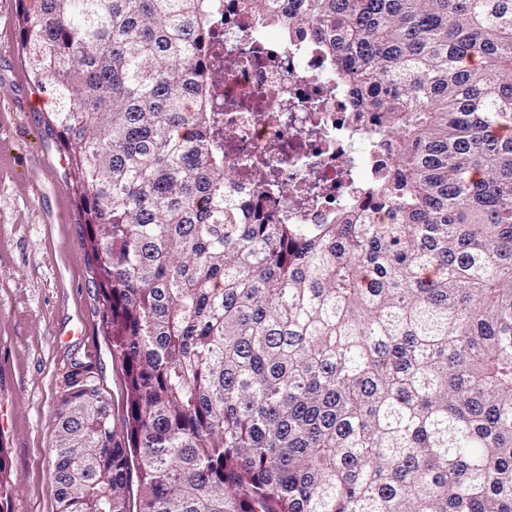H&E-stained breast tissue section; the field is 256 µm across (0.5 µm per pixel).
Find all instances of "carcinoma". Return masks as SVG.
Here are the masks:
<instances>
[{
	"label": "carcinoma",
	"mask_w": 512,
	"mask_h": 512,
	"mask_svg": "<svg viewBox=\"0 0 512 512\" xmlns=\"http://www.w3.org/2000/svg\"><path fill=\"white\" fill-rule=\"evenodd\" d=\"M253 2L396 141L387 220L229 194L212 0H20L126 388L63 398L58 512H512V0Z\"/></svg>",
	"instance_id": "1"
}]
</instances>
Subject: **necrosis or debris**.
I'll use <instances>...</instances> for the list:
<instances>
[{
  "label": "necrosis or debris",
  "mask_w": 512,
  "mask_h": 512,
  "mask_svg": "<svg viewBox=\"0 0 512 512\" xmlns=\"http://www.w3.org/2000/svg\"><path fill=\"white\" fill-rule=\"evenodd\" d=\"M212 30L199 71L221 83L213 109L228 113L237 146L224 157L239 171L231 194L285 224H327L364 200L383 157L321 44L268 23L249 0H214Z\"/></svg>",
  "instance_id": "1"
}]
</instances>
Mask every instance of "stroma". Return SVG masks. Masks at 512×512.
Returning a JSON list of instances; mask_svg holds the SVG:
<instances>
[{"mask_svg": "<svg viewBox=\"0 0 512 512\" xmlns=\"http://www.w3.org/2000/svg\"><path fill=\"white\" fill-rule=\"evenodd\" d=\"M19 0H0V443L20 485L10 512H57L56 409L91 376L115 422L125 387L101 322L76 188L45 126L54 100L22 53Z\"/></svg>", "mask_w": 512, "mask_h": 512, "instance_id": "1", "label": "stroma"}]
</instances>
